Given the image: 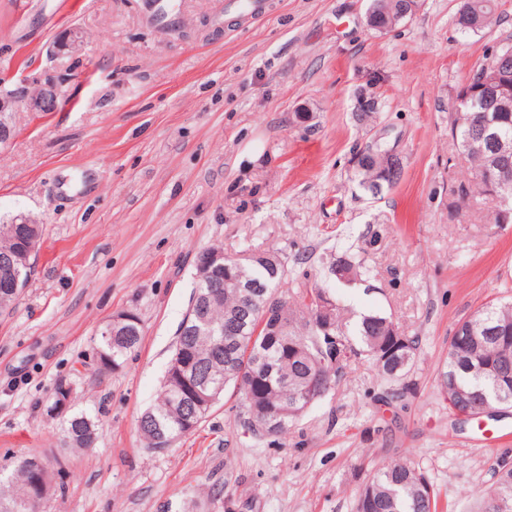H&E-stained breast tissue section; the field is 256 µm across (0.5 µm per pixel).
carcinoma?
Instances as JSON below:
<instances>
[{
  "mask_svg": "<svg viewBox=\"0 0 512 512\" xmlns=\"http://www.w3.org/2000/svg\"><path fill=\"white\" fill-rule=\"evenodd\" d=\"M409 0H372L370 5L373 30L384 33L403 20ZM495 12V0H460L454 16L456 28L463 34H478L489 29ZM494 55L484 57L472 69L458 92L468 97L452 106L451 131L460 153L469 162L466 180L468 202L492 197L488 173L503 161L512 167V112H497L490 100L472 93L478 85L485 65L492 64L512 75V43L493 48ZM359 185L365 193L372 191L382 172L391 168L388 157L378 144L358 150ZM16 233H0V255L26 246L37 247L43 228L25 215L12 218ZM224 255V265L213 270L206 279L196 280L194 293H209V284L220 286L218 297L210 304L207 321L195 326V317L180 323L171 358H179L182 368L168 365L161 392L155 403L138 419V431L149 448H160V438H179L195 429L202 418L199 405L188 395V382L194 377L211 376L223 387H233L238 396L236 419L243 433L263 441L257 432V421L267 413L288 405L295 395L303 393L309 382L318 379L322 391L312 401L300 406H314L335 389L350 365L361 358L372 361L378 375L398 382L406 379L414 368L421 339L408 336L391 318L367 313L350 322L340 305L330 314L339 348L336 363L329 360L330 347L317 328V301L327 293L324 288H288V270L278 254L259 263L241 259L234 261L222 248H207L196 254L199 264L208 255ZM361 263L335 259L329 273L342 270L347 279L361 275ZM238 282L259 286L258 295L250 299L236 287ZM276 293L283 299L287 330L281 336H267L258 331L264 315L265 296ZM237 321L238 335L229 336L226 324ZM126 333L113 336L109 329L100 332L95 343L94 358L105 367H120L140 346L143 325L132 311L124 322ZM456 327L474 331L476 338L464 345L450 343L448 357L437 377L438 386L450 411L462 404L470 410L468 418L507 413L512 409V298L489 304L476 311ZM399 346L398 360L392 372L380 362V355ZM97 419L86 412H73L66 418V433L75 450L91 447L97 438ZM27 456L14 461L13 472L0 476V512H11L18 500L29 495L39 503L45 493L25 470ZM440 495L419 464L398 459L382 462L363 488L358 491L354 512H454L451 504L439 505ZM479 512H512V453L504 452L497 460L492 483L481 491Z\"/></svg>",
  "mask_w": 512,
  "mask_h": 512,
  "instance_id": "cac0c4a2",
  "label": "carcinoma"
}]
</instances>
